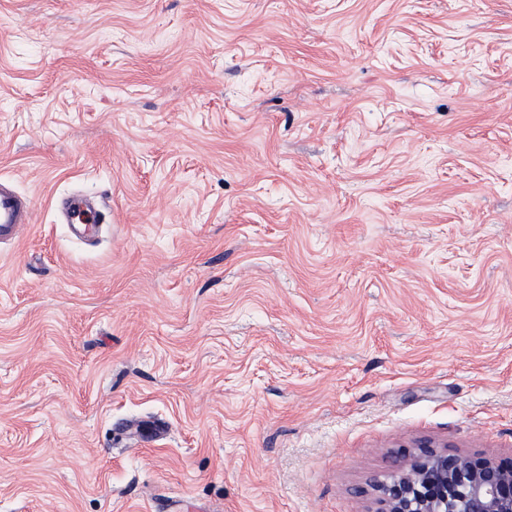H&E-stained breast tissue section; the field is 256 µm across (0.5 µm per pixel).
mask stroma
Instances as JSON below:
<instances>
[{"label": "stroma", "instance_id": "obj_1", "mask_svg": "<svg viewBox=\"0 0 512 512\" xmlns=\"http://www.w3.org/2000/svg\"><path fill=\"white\" fill-rule=\"evenodd\" d=\"M1 177L0 512L512 462V0H0ZM32 202L9 183L0 181V243L17 242L31 224ZM98 204L87 193L73 194L64 200V216L69 224L71 234L76 238H82L93 230L89 227V213L94 216L95 223L100 214Z\"/></svg>", "mask_w": 512, "mask_h": 512}]
</instances>
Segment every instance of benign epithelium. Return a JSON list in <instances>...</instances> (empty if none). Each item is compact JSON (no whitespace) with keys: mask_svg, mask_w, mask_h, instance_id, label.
<instances>
[{"mask_svg":"<svg viewBox=\"0 0 512 512\" xmlns=\"http://www.w3.org/2000/svg\"><path fill=\"white\" fill-rule=\"evenodd\" d=\"M375 512H512V466L424 450L417 463L377 486Z\"/></svg>","mask_w":512,"mask_h":512,"instance_id":"7a95c632","label":"benign epithelium"}]
</instances>
